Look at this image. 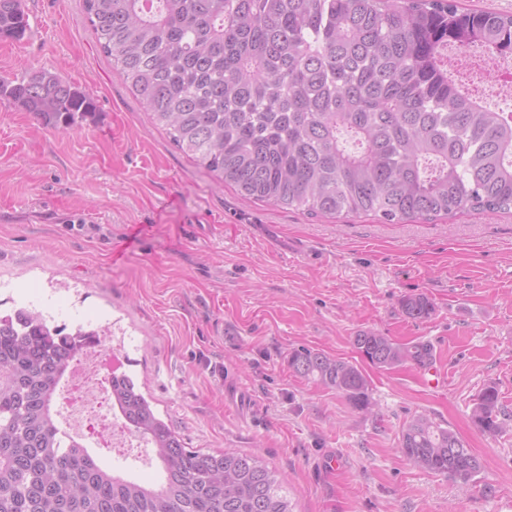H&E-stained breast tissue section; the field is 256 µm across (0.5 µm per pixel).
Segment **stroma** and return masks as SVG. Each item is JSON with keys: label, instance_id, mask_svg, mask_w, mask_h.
I'll return each instance as SVG.
<instances>
[{"label": "stroma", "instance_id": "obj_1", "mask_svg": "<svg viewBox=\"0 0 512 512\" xmlns=\"http://www.w3.org/2000/svg\"><path fill=\"white\" fill-rule=\"evenodd\" d=\"M22 7L29 28L0 40V77L59 72L95 109L62 130L0 103L6 308L107 330L185 447L260 455L295 512H512V430L491 437L472 421L489 385L512 415V213L384 224L245 199L152 125L83 0ZM414 294L433 302L429 318L403 312ZM361 330L429 342L445 383L361 363ZM302 347L360 364L372 409L295 375L288 356ZM421 413L480 458L475 483L400 453L403 425Z\"/></svg>", "mask_w": 512, "mask_h": 512}]
</instances>
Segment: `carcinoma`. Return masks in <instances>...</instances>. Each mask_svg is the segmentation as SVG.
Masks as SVG:
<instances>
[{
	"instance_id": "obj_1",
	"label": "carcinoma",
	"mask_w": 512,
	"mask_h": 512,
	"mask_svg": "<svg viewBox=\"0 0 512 512\" xmlns=\"http://www.w3.org/2000/svg\"><path fill=\"white\" fill-rule=\"evenodd\" d=\"M100 51L178 151L254 201L310 217L372 214L383 223L512 211V112H493L448 74V49L512 56V14L457 0H83ZM29 28L21 0H0V39ZM0 99L67 129L94 98L59 73L0 79ZM406 315L434 309L405 298ZM102 329L67 330L37 311L0 312V512H293L278 472L253 454L188 450L124 372L108 387L125 425L164 471L146 486L61 440L55 400L79 349ZM352 346L382 369L433 363L425 341L362 330ZM294 374L372 407L355 364L308 348ZM474 422L509 428L497 388ZM401 453L468 485L482 464L451 429L416 415Z\"/></svg>"
}]
</instances>
